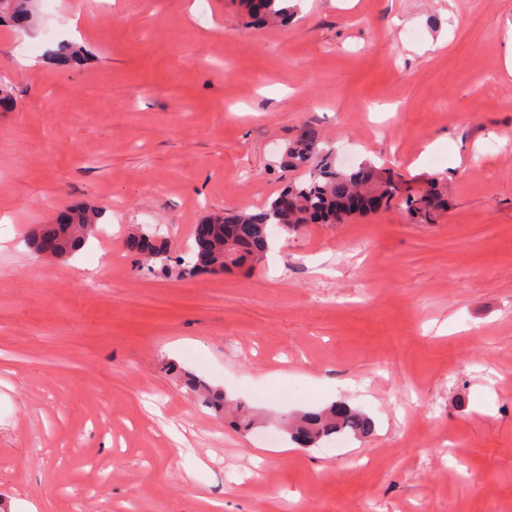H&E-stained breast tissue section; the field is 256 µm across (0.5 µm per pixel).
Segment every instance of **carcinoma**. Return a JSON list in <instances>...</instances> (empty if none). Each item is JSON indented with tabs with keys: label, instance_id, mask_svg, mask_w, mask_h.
Wrapping results in <instances>:
<instances>
[{
	"label": "carcinoma",
	"instance_id": "cac0c4a2",
	"mask_svg": "<svg viewBox=\"0 0 512 512\" xmlns=\"http://www.w3.org/2000/svg\"><path fill=\"white\" fill-rule=\"evenodd\" d=\"M31 3L32 0H0V24L7 20L18 28L31 25ZM239 4L253 22L263 27L286 24L297 11L291 0H239ZM284 160L289 168L302 175L258 212L237 210L209 217V237L194 233L192 244L177 258L180 277L204 271L252 269L269 250L272 226L288 233L306 224H340L348 218L364 216L366 212L356 213L346 205V199L354 193H378L385 208L402 197L410 219L416 224L433 223L447 207L444 178L436 177L416 190L371 161H364L349 171L343 170L322 147V136L313 127L303 130L288 144ZM98 216L99 209L95 207L72 208L63 223L31 230L28 242L39 253L42 241L51 237L56 243V254L66 257L79 250L87 237L101 232ZM127 247L131 252L160 263L163 269L168 267L167 245L153 234L142 229L133 232L127 238ZM184 378L190 391L238 429L249 431L260 424L256 414L245 404L230 400L223 391L192 374L187 373ZM374 429V421L368 415L344 402H334L324 409L299 414L286 434L292 442L310 448L337 433L367 438Z\"/></svg>",
	"mask_w": 512,
	"mask_h": 512
}]
</instances>
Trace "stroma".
Instances as JSON below:
<instances>
[{"instance_id":"stroma-1","label":"stroma","mask_w":512,"mask_h":512,"mask_svg":"<svg viewBox=\"0 0 512 512\" xmlns=\"http://www.w3.org/2000/svg\"><path fill=\"white\" fill-rule=\"evenodd\" d=\"M33 10L0 28V512H512V0H303L285 28L234 0ZM309 126L334 160L446 178L449 210L276 229L247 272L127 252L135 225L176 257L211 214L262 209ZM81 203L109 236L35 256L29 228ZM339 400L371 437L291 445L285 418ZM185 384L196 396L202 398L224 420H230L239 430L249 431L260 424L256 414L245 404L230 400L223 391L214 389L203 379L184 374Z\"/></svg>"}]
</instances>
